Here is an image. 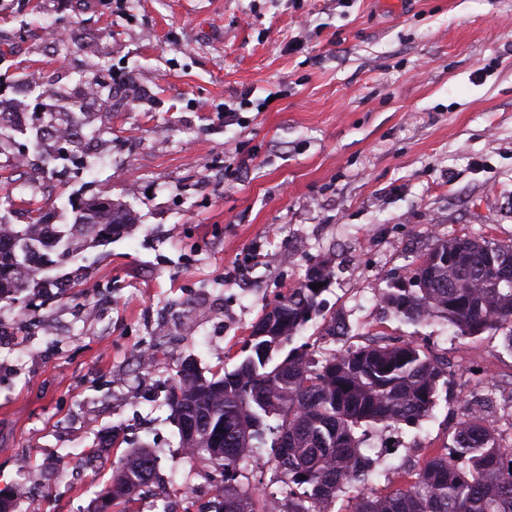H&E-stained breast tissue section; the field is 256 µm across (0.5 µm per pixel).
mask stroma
Listing matches in <instances>:
<instances>
[{
    "label": "stroma",
    "instance_id": "1",
    "mask_svg": "<svg viewBox=\"0 0 512 512\" xmlns=\"http://www.w3.org/2000/svg\"><path fill=\"white\" fill-rule=\"evenodd\" d=\"M48 22L64 40L43 39ZM93 76L110 101L87 99ZM75 102L85 138L44 136ZM0 112V224H70L73 200L101 195L135 216L0 302L11 512H97L132 448L175 493L213 480L180 472L178 372L233 370L262 311L315 268L322 310L293 346L337 349L322 328L339 315L352 344L411 339L450 371L428 417L365 446L372 492L450 445L462 393L512 401L501 334L462 339L382 300L436 240L512 241V0H0ZM273 457L243 466L281 499Z\"/></svg>",
    "mask_w": 512,
    "mask_h": 512
}]
</instances>
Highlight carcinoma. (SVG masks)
I'll list each match as a JSON object with an SVG mask.
<instances>
[{
	"label": "carcinoma",
	"mask_w": 512,
	"mask_h": 512,
	"mask_svg": "<svg viewBox=\"0 0 512 512\" xmlns=\"http://www.w3.org/2000/svg\"><path fill=\"white\" fill-rule=\"evenodd\" d=\"M69 229L38 225L17 230L0 224V301L33 287L47 267L70 260L76 247L103 242L134 223L110 199L73 204ZM329 273L312 270L306 281L252 326L247 355L223 377L206 379L184 365L169 398L180 445L224 471V489L212 512H333L336 499L352 496L349 512H512V453L495 432L461 409L447 451L428 458L406 484L383 495L366 491L372 472L362 452L368 434L383 425L413 424L436 404L443 363L413 341L345 344L323 362L295 347L275 360L285 344L320 312L318 298ZM405 322L441 320L454 335L474 339L503 335L512 348V243L478 237L439 239L410 271L409 284L394 282L384 294ZM272 435L275 469L288 485V503L275 511L268 498L240 480L247 448ZM223 441L224 456L210 449ZM155 459L147 448L129 450L113 467L107 503H129L124 489L152 481ZM306 479H301V476Z\"/></svg>",
	"instance_id": "cac0c4a2"
}]
</instances>
